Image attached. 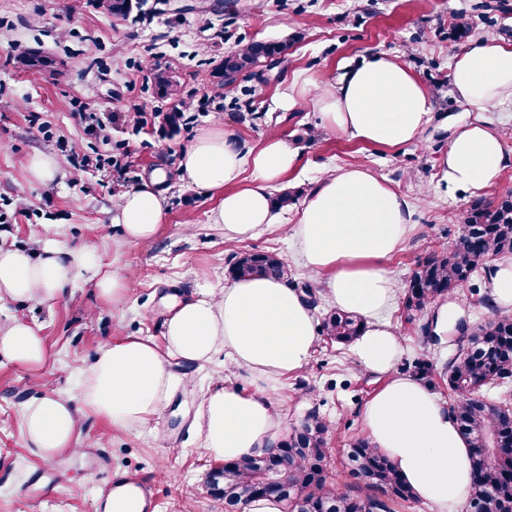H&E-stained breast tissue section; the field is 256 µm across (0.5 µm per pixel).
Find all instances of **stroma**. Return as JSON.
<instances>
[{"instance_id":"1","label":"stroma","mask_w":512,"mask_h":512,"mask_svg":"<svg viewBox=\"0 0 512 512\" xmlns=\"http://www.w3.org/2000/svg\"><path fill=\"white\" fill-rule=\"evenodd\" d=\"M463 21L471 34L459 41L454 30ZM488 37L512 41V0H223L218 8L213 0H177L171 10L141 0L125 18L104 14L98 0H0V238L17 245L43 239L88 246L104 267L134 273L120 311L78 271L52 304L0 303V320H27L47 344L42 390L68 394L73 373L91 363L103 342L136 336L164 345L167 295L223 287L233 254H275L296 288L315 286V277L294 262L286 228L296 223L325 172L338 167L364 164L411 202L415 230L386 264L398 293H405L420 257L454 245L461 210L512 192V162L474 194L449 190L442 177L449 118L512 125L511 106L468 112L451 92L452 57ZM254 41H285L289 49L280 63L224 83L219 68L225 55ZM31 49L49 56L51 68L19 67L17 57ZM375 52L409 66L432 99V123L415 142L366 145L322 126L318 97ZM158 70L175 84L176 99L158 93L153 79ZM303 80L308 86L295 108H279L280 95ZM178 99L192 107L173 128L164 116ZM137 107L146 114L144 123L111 118ZM218 123L243 149L257 148L277 133L299 153L280 185L295 197L283 208L282 223L241 242H226L211 222L222 192L175 174L181 151ZM74 149L96 158V165L75 171L68 160ZM40 152L63 162L62 171L46 183L26 177L28 159ZM158 169L172 173L157 186L166 203L165 222L150 241L123 243L112 224L120 197L114 181L123 178L132 191L148 185ZM491 291L490 277L478 274L447 306L476 325L489 312L474 299ZM437 310L430 305L410 322L403 307L395 306L392 324L401 353L393 372L410 375L416 363H433L429 386L449 403L453 395L441 369L451 352L428 342L421 330ZM224 374L220 359L195 369L192 385L176 388L161 414L127 430L83 414L82 437L101 442L105 467L100 470L91 443L51 460L26 448L20 436L22 407L37 390L29 370L1 361L0 512H103L100 486L108 470L154 485L159 499L154 512H224L223 501L207 487L220 461L204 450L194 430L203 397ZM388 380L361 371L351 346L322 334L307 366L281 378L271 397L286 425L298 423L312 408L330 424L328 469L333 484L343 487L351 481L346 453L367 434L362 409ZM38 468L49 470L56 492L33 501L26 487Z\"/></svg>"}]
</instances>
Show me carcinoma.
Returning <instances> with one entry per match:
<instances>
[{"label":"carcinoma","mask_w":512,"mask_h":512,"mask_svg":"<svg viewBox=\"0 0 512 512\" xmlns=\"http://www.w3.org/2000/svg\"><path fill=\"white\" fill-rule=\"evenodd\" d=\"M100 7L116 17L131 11L130 0H100ZM285 50L280 42H252L224 57L220 75L229 84L260 60H274ZM508 255H512V193L464 211L455 246L449 251L434 250L419 260L405 292L408 319H415L427 305L463 287L487 260ZM259 273L288 275L285 264L266 253H244L228 269L232 279ZM478 304L491 310V317L473 327L465 351L448 359V386L455 395L452 409L472 461L470 512H512V453L496 448L498 436L508 429L507 413L480 397L488 384L512 379V314L500 311L488 295L478 299ZM362 327L359 317L337 310L327 314L321 325L325 335L343 344L352 342ZM328 433L329 425L316 413L308 416L302 430L288 433L284 445L290 488L272 495L283 504L284 512H394L395 500L413 497L387 456L364 438L352 444L349 460L353 471L368 475L370 482L334 487L326 473ZM270 477V470L241 459L213 471L211 484L228 512L260 498L259 488Z\"/></svg>","instance_id":"cac0c4a2"}]
</instances>
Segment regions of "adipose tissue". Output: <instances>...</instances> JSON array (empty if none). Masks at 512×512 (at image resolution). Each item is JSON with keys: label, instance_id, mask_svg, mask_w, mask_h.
I'll use <instances>...</instances> for the list:
<instances>
[{"label": "adipose tissue", "instance_id": "adipose-tissue-1", "mask_svg": "<svg viewBox=\"0 0 512 512\" xmlns=\"http://www.w3.org/2000/svg\"><path fill=\"white\" fill-rule=\"evenodd\" d=\"M452 93L476 112L512 103V41L481 40L452 62ZM326 129L365 144L398 146L415 141L432 120V101L409 67L384 52L364 57L318 100ZM504 134L481 121L458 128L441 162L449 189L479 192L503 169ZM296 151L271 135L243 150L220 128L201 131L180 157L181 175L223 192L212 220L228 242L242 241L277 224L271 190L294 167ZM165 200L152 187L124 193L112 212L126 243L151 240L165 221ZM412 205L361 165L325 174L306 202L288 243L300 265L317 279L337 309L366 324L353 352L364 371L389 374L388 383L362 412L368 437L392 461L401 479L442 512H456L473 483L467 441L447 403L413 377L392 375L400 345L389 315L396 283L385 268L412 230ZM95 279L102 297L122 309L130 271L103 269L94 249L38 243L0 244V301L45 305L60 298L73 269ZM164 346L140 337L101 345L79 373L75 397L41 394L25 405L20 434L27 448L50 460L82 445V412L130 429L169 403L180 385L169 359L194 366L223 355L234 373L202 400L196 424L206 450L231 461L270 448L280 418L269 392L279 378L307 364L317 341L310 304L287 280L236 279L171 298ZM39 373L48 359L42 336L28 322L0 324V360ZM247 375L254 393L234 378Z\"/></svg>", "mask_w": 512, "mask_h": 512}]
</instances>
